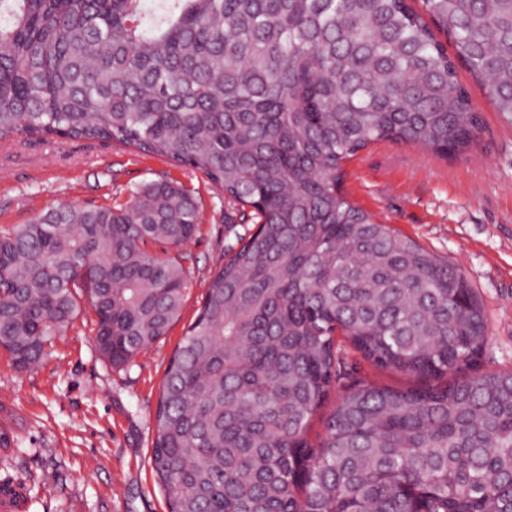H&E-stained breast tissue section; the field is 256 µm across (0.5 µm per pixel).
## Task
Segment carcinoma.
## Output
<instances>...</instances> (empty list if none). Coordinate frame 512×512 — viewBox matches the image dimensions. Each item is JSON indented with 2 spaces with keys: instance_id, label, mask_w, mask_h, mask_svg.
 Returning <instances> with one entry per match:
<instances>
[{
  "instance_id": "cac0c4a2",
  "label": "carcinoma",
  "mask_w": 512,
  "mask_h": 512,
  "mask_svg": "<svg viewBox=\"0 0 512 512\" xmlns=\"http://www.w3.org/2000/svg\"><path fill=\"white\" fill-rule=\"evenodd\" d=\"M0 0V140L117 143L203 174L242 224L172 356L152 469L169 512H512V372L473 370L482 305L461 269L341 190L384 142L446 158L512 116V0ZM452 40L455 57L436 38ZM199 202L170 180L123 203L0 226V350L22 369L93 314L130 364L179 317ZM426 379L351 387L338 337Z\"/></svg>"
}]
</instances>
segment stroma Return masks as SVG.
I'll use <instances>...</instances> for the list:
<instances>
[{
  "label": "stroma",
  "mask_w": 512,
  "mask_h": 512,
  "mask_svg": "<svg viewBox=\"0 0 512 512\" xmlns=\"http://www.w3.org/2000/svg\"><path fill=\"white\" fill-rule=\"evenodd\" d=\"M458 77L484 118L478 145L439 159L414 146L377 144L347 163L343 190L377 221L461 268L484 311L488 340L478 369L512 371V118L494 111L466 69ZM160 179L182 183L200 202L198 231L186 246H147L191 272L167 335L123 368L100 356L85 315L55 337L35 369L18 370L0 351V421L14 427L10 448L0 450V480L20 491L19 512H168L151 467L162 385L212 274L246 227L228 223L222 192L164 158L93 140L0 141V226L64 204L123 202ZM346 370L336 394L363 382L395 389L421 383L353 351Z\"/></svg>",
  "instance_id": "35a3bbf8"
}]
</instances>
